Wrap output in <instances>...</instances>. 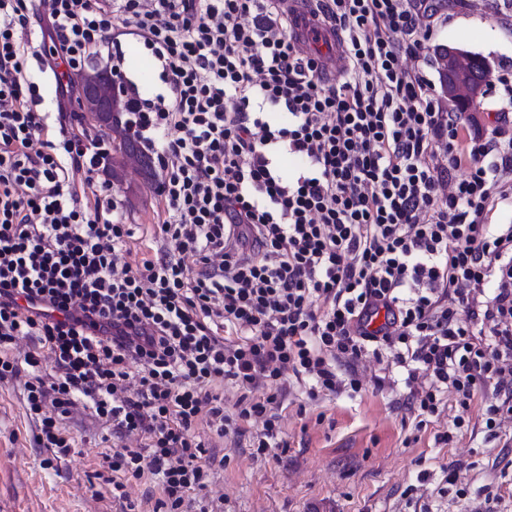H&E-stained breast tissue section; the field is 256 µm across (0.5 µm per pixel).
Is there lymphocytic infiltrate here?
I'll return each mask as SVG.
<instances>
[{"label": "lymphocytic infiltrate", "instance_id": "f902f5d3", "mask_svg": "<svg viewBox=\"0 0 512 512\" xmlns=\"http://www.w3.org/2000/svg\"><path fill=\"white\" fill-rule=\"evenodd\" d=\"M425 2L315 0L343 38L336 83L294 45L281 0H46L35 46L16 37L18 0H0V383L24 378L45 466L76 448L82 414L113 440L114 500L149 481L152 512H186L215 465L199 426L260 423L265 455L283 445L286 375L312 401L356 392L371 347L407 368L419 417L459 408L440 442L467 413L493 437L512 418V224L491 221L512 204V135L482 139L414 67ZM126 37L159 68L152 97L125 88L166 172L135 261L117 204L74 185L96 153L50 139L25 73L35 59L63 102L65 69L98 52L124 76Z\"/></svg>", "mask_w": 512, "mask_h": 512}]
</instances>
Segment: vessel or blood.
Returning a JSON list of instances; mask_svg holds the SVG:
<instances>
[{"label":"vessel or blood","instance_id":"obj_1","mask_svg":"<svg viewBox=\"0 0 512 512\" xmlns=\"http://www.w3.org/2000/svg\"><path fill=\"white\" fill-rule=\"evenodd\" d=\"M283 5L292 20L293 41L301 49L319 52L323 75L336 78L345 65L338 35L321 22L310 0H284Z\"/></svg>","mask_w":512,"mask_h":512}]
</instances>
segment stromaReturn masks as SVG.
<instances>
[{
  "label": "stroma",
  "instance_id": "stroma-1",
  "mask_svg": "<svg viewBox=\"0 0 512 512\" xmlns=\"http://www.w3.org/2000/svg\"><path fill=\"white\" fill-rule=\"evenodd\" d=\"M426 49L418 62L438 80L435 50L456 45L488 60L492 75L512 71V0H435ZM127 69L142 95L158 83L153 59L132 40H124ZM26 75L38 86L52 130L77 135L85 130L76 116L80 96L71 86L64 108H57L48 75L28 61ZM166 177L155 169L152 182L128 175L105 181L101 173L74 175L85 194L108 186L125 223L137 237L149 238L161 220L158 191ZM359 393L323 397L289 405L281 412L283 447L270 456H254L248 437L216 438L200 430L202 441L222 449L224 468L210 487L222 499L223 512H484L493 499L497 512H512V422L499 437L481 428L459 433L453 442H436L449 416L418 426L406 403L408 390L391 359L364 356ZM384 377V386L374 384ZM78 446L65 461L49 468L33 446L34 427L27 419L16 383L0 384V512H122L111 496L93 497L89 482L107 447L103 428L91 419L72 423ZM448 469L458 470L467 491L457 497L445 489ZM414 495H407V488Z\"/></svg>",
  "mask_w": 512,
  "mask_h": 512
}]
</instances>
